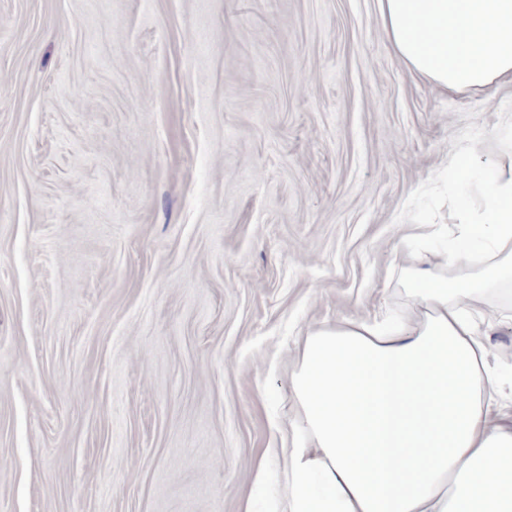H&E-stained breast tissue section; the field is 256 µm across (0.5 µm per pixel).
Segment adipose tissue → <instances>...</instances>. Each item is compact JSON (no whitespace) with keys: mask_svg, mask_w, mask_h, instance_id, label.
Segmentation results:
<instances>
[{"mask_svg":"<svg viewBox=\"0 0 512 512\" xmlns=\"http://www.w3.org/2000/svg\"><path fill=\"white\" fill-rule=\"evenodd\" d=\"M391 47L438 90L512 83V0H379ZM478 203L451 208L478 249L404 258L400 317L309 328L256 481L278 473L277 512H512V418L468 303L512 282V171L486 164Z\"/></svg>","mask_w":512,"mask_h":512,"instance_id":"adipose-tissue-1","label":"adipose tissue"}]
</instances>
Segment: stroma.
I'll list each match as a JSON object with an SVG mask.
<instances>
[{"label": "stroma", "mask_w": 512, "mask_h": 512, "mask_svg": "<svg viewBox=\"0 0 512 512\" xmlns=\"http://www.w3.org/2000/svg\"><path fill=\"white\" fill-rule=\"evenodd\" d=\"M506 126L378 0H0V512H269L302 328L405 303ZM471 306L511 380L512 290Z\"/></svg>", "instance_id": "obj_1"}]
</instances>
